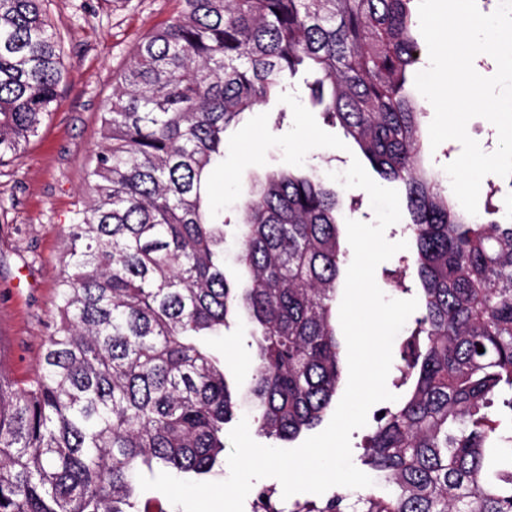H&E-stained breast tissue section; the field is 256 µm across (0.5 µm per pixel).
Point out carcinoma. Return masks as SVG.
Wrapping results in <instances>:
<instances>
[{"label":"carcinoma","instance_id":"cac0c4a2","mask_svg":"<svg viewBox=\"0 0 512 512\" xmlns=\"http://www.w3.org/2000/svg\"><path fill=\"white\" fill-rule=\"evenodd\" d=\"M44 0H0V165L53 112L65 36ZM134 48L101 120L90 203L74 212L37 371H0V512H151L138 475L202 478L241 401L199 346L245 314L256 342L257 431L291 443L343 384L336 302L347 252L341 192L314 171L242 190L235 262L206 184L224 131L292 88L406 188L420 312L394 406L363 465L394 492L334 494L305 512H512V221L470 215L420 166L414 0H176ZM484 352H478V347Z\"/></svg>","mask_w":512,"mask_h":512}]
</instances>
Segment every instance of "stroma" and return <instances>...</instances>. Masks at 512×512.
I'll list each match as a JSON object with an SVG mask.
<instances>
[{"mask_svg":"<svg viewBox=\"0 0 512 512\" xmlns=\"http://www.w3.org/2000/svg\"><path fill=\"white\" fill-rule=\"evenodd\" d=\"M175 0H50L49 16L67 31L66 76L58 102L24 153L0 167V328L9 354L0 370L22 378L38 366L50 332L57 282L69 242L64 234L88 197L87 172L100 144L102 112L134 46L170 16ZM203 345L230 364L229 377L253 417L256 349L246 322Z\"/></svg>","mask_w":512,"mask_h":512,"instance_id":"obj_1","label":"stroma"}]
</instances>
